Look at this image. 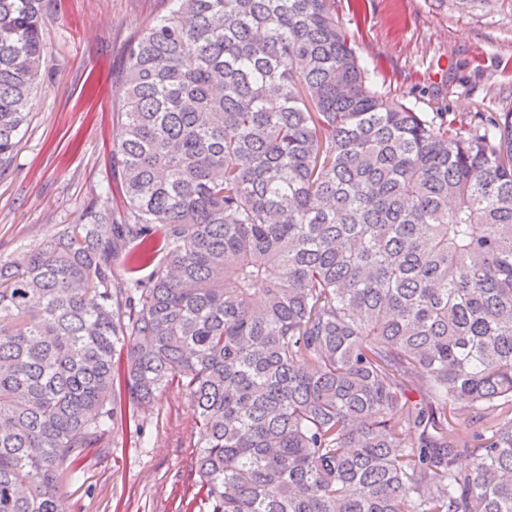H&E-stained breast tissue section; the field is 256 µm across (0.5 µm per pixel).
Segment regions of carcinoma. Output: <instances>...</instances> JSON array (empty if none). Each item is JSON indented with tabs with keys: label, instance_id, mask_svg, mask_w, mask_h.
<instances>
[{
	"label": "carcinoma",
	"instance_id": "1",
	"mask_svg": "<svg viewBox=\"0 0 512 512\" xmlns=\"http://www.w3.org/2000/svg\"><path fill=\"white\" fill-rule=\"evenodd\" d=\"M170 2L120 75L123 222L0 261V512H67L86 451L174 381L179 512H512V113L390 98L331 0ZM43 7L0 0V168Z\"/></svg>",
	"mask_w": 512,
	"mask_h": 512
}]
</instances>
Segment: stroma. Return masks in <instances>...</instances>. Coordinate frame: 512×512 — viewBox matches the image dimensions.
Here are the masks:
<instances>
[{
	"mask_svg": "<svg viewBox=\"0 0 512 512\" xmlns=\"http://www.w3.org/2000/svg\"><path fill=\"white\" fill-rule=\"evenodd\" d=\"M168 0H45L40 85L11 164L0 170V260L81 224L123 218L111 166L129 40ZM336 17L390 97L457 123L512 112V0H336ZM142 430L91 449L61 488L68 512H175L195 478L198 430L187 391L170 383L137 411Z\"/></svg>",
	"mask_w": 512,
	"mask_h": 512,
	"instance_id": "1",
	"label": "stroma"
}]
</instances>
